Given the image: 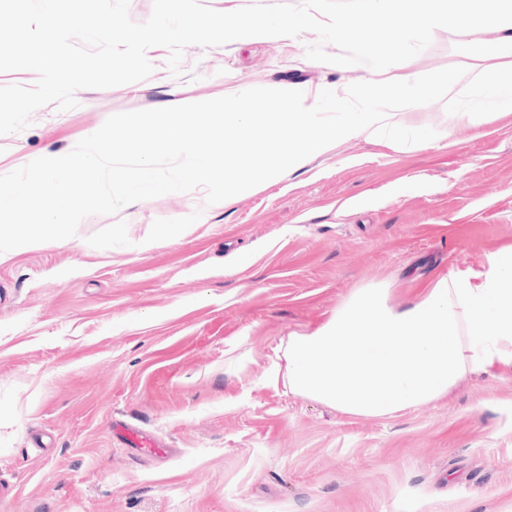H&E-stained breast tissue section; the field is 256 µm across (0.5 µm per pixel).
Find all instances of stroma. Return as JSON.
<instances>
[{"label": "stroma", "instance_id": "35a3bbf8", "mask_svg": "<svg viewBox=\"0 0 512 512\" xmlns=\"http://www.w3.org/2000/svg\"><path fill=\"white\" fill-rule=\"evenodd\" d=\"M316 40L191 46L177 77L151 48L147 79L0 135V175L116 113L361 81L309 60ZM465 40L436 31L411 65L452 66ZM405 121L449 135L352 139L228 207L201 188L141 200L0 262V512H512V367L386 418L262 383L356 289L400 310L512 245V112L451 129L434 102ZM122 422L155 448L124 444Z\"/></svg>", "mask_w": 512, "mask_h": 512}]
</instances>
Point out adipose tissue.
<instances>
[{
  "label": "adipose tissue",
  "mask_w": 512,
  "mask_h": 512,
  "mask_svg": "<svg viewBox=\"0 0 512 512\" xmlns=\"http://www.w3.org/2000/svg\"><path fill=\"white\" fill-rule=\"evenodd\" d=\"M357 289L288 339V388L349 416L382 418L447 396L468 373L512 364V246L441 277L412 306ZM377 334L374 343L366 342Z\"/></svg>",
  "instance_id": "adipose-tissue-1"
}]
</instances>
